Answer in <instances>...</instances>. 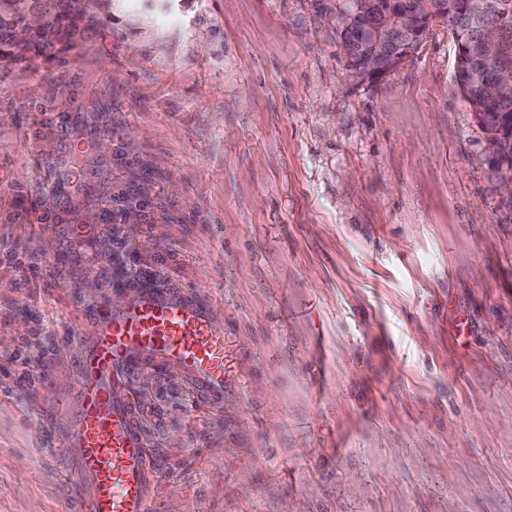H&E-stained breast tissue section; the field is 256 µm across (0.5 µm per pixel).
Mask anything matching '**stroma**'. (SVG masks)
<instances>
[{"label":"stroma","mask_w":512,"mask_h":512,"mask_svg":"<svg viewBox=\"0 0 512 512\" xmlns=\"http://www.w3.org/2000/svg\"><path fill=\"white\" fill-rule=\"evenodd\" d=\"M89 7L0 68V512H84L89 316L146 287L230 344L221 402L125 379L151 512H512V199L447 29L371 80L336 0Z\"/></svg>","instance_id":"35a3bbf8"}]
</instances>
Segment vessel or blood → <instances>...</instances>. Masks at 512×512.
<instances>
[{
  "mask_svg": "<svg viewBox=\"0 0 512 512\" xmlns=\"http://www.w3.org/2000/svg\"><path fill=\"white\" fill-rule=\"evenodd\" d=\"M94 323V340L79 361L76 426L65 445L78 454V478L91 483L85 512H149L153 475L124 377L136 359L157 357L204 394H223L224 329L208 307L153 288L122 310L102 307Z\"/></svg>",
  "mask_w": 512,
  "mask_h": 512,
  "instance_id": "b4317fda",
  "label": "vessel or blood"
}]
</instances>
